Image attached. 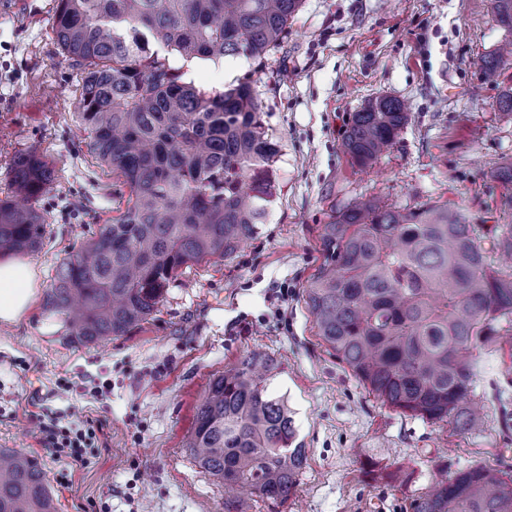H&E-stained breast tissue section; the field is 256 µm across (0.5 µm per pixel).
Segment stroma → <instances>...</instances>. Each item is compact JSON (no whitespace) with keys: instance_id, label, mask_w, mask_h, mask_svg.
I'll use <instances>...</instances> for the list:
<instances>
[{"instance_id":"1","label":"stroma","mask_w":512,"mask_h":512,"mask_svg":"<svg viewBox=\"0 0 512 512\" xmlns=\"http://www.w3.org/2000/svg\"><path fill=\"white\" fill-rule=\"evenodd\" d=\"M55 0H0V198L26 151L56 180L41 206L43 245L28 255L38 296L17 323H0V448L41 464L57 512H225L228 500L185 440L213 375L249 350L278 363L306 463L295 497L253 499L250 512H411L438 477L482 462L512 470V341L476 360L479 431L382 406L317 334L304 290L321 264L320 232L335 209L368 196L444 203L475 224L493 267L494 225L507 223L492 174L512 156V116L483 56L512 34L492 0H302L281 45L261 60L188 63L207 90L249 81L280 145L278 196L259 234L228 259L183 270L152 319L90 347L67 342L42 297L58 265L111 219L112 173L82 142L74 112L81 70L52 31ZM392 97L409 121L367 168L342 148L355 112ZM96 419L90 464L41 448L40 426Z\"/></svg>"}]
</instances>
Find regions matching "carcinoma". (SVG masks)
<instances>
[{"label": "carcinoma", "mask_w": 512, "mask_h": 512, "mask_svg": "<svg viewBox=\"0 0 512 512\" xmlns=\"http://www.w3.org/2000/svg\"><path fill=\"white\" fill-rule=\"evenodd\" d=\"M301 0H57L56 43L82 69L76 119L87 148L112 171V223L62 262L44 312L72 344L125 336L158 312L184 269L231 257L254 238L277 196L280 145L248 82L208 91L172 57L261 59L288 34ZM512 32V0H494ZM504 61L481 60L499 82ZM408 122L404 104L370 101L346 128L344 152L377 161ZM509 193L512 158L494 171ZM51 169L26 152L14 195L0 199V256L32 254L44 234L40 202ZM494 247L512 256V224ZM318 273L305 288L318 336L383 405L435 424L475 430L476 352L512 332V272L489 267L476 227L439 204H347L322 225ZM277 363L247 351L210 379L187 440L198 465L227 488L283 504L297 491L305 449ZM413 512H512V472L479 463L445 475ZM0 512H55L40 463L0 448Z\"/></svg>", "instance_id": "obj_1"}]
</instances>
